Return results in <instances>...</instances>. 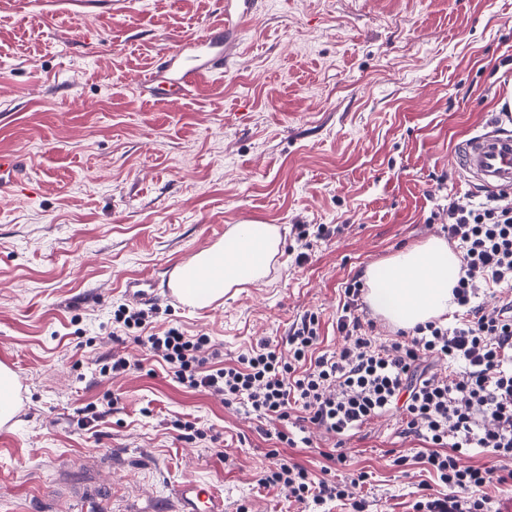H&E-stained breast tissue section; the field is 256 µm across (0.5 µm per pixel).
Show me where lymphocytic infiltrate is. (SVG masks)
Segmentation results:
<instances>
[{
    "label": "lymphocytic infiltrate",
    "instance_id": "1",
    "mask_svg": "<svg viewBox=\"0 0 512 512\" xmlns=\"http://www.w3.org/2000/svg\"><path fill=\"white\" fill-rule=\"evenodd\" d=\"M442 230L463 259L453 290L454 321L431 320L386 343L373 336L375 324L365 316L363 283L356 276L345 284L337 319L346 343L332 353L319 348L314 314L293 327L287 353L260 342L230 363L209 337H187L175 327L149 331L146 311L121 306L112 321L184 388L218 393L225 406L291 423L292 431L277 434L289 446L309 444V437L293 434L304 424L344 438L401 408L402 432L424 444L417 457L439 487L420 495L413 512H490L484 488L512 482V300L489 307L483 298L494 289L512 288V205L495 199L449 202ZM427 354L446 360L447 371L423 365ZM475 453L511 467L498 475L483 465H459V456ZM321 456V478L280 454L259 485L307 508L334 502L365 512L357 490L369 481V472L356 470L340 480L336 468L345 461L343 452L331 448Z\"/></svg>",
    "mask_w": 512,
    "mask_h": 512
}]
</instances>
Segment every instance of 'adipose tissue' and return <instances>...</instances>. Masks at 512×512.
<instances>
[{"instance_id": "obj_1", "label": "adipose tissue", "mask_w": 512, "mask_h": 512, "mask_svg": "<svg viewBox=\"0 0 512 512\" xmlns=\"http://www.w3.org/2000/svg\"><path fill=\"white\" fill-rule=\"evenodd\" d=\"M280 234L268 224H243L223 243L187 264L192 305L205 308L230 289L265 277L279 252ZM462 256L433 238L371 265L366 273L371 309L391 324L410 329L455 311L452 290L462 274Z\"/></svg>"}]
</instances>
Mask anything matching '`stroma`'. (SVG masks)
I'll return each instance as SVG.
<instances>
[{
    "label": "stroma",
    "mask_w": 512,
    "mask_h": 512,
    "mask_svg": "<svg viewBox=\"0 0 512 512\" xmlns=\"http://www.w3.org/2000/svg\"><path fill=\"white\" fill-rule=\"evenodd\" d=\"M214 13L213 0H0V152L27 162L0 197V363L18 381L0 512H177L191 480L224 512H297L258 485L282 423L173 381L113 336V309H154L156 330L208 336L228 360L284 346L314 313L339 349L345 282L442 236L449 201L473 197L454 145L512 126V0H264L227 73L177 101L139 95ZM240 224L279 228L261 281L207 309L164 295L170 272ZM115 358L129 371L104 373ZM191 419L204 436L182 437ZM307 434L288 457L316 475L341 446L372 474L366 512H412L433 481L399 413L341 444Z\"/></svg>",
    "instance_id": "35a3bbf8"
}]
</instances>
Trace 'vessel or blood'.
I'll use <instances>...</instances> for the list:
<instances>
[{
  "mask_svg": "<svg viewBox=\"0 0 512 512\" xmlns=\"http://www.w3.org/2000/svg\"><path fill=\"white\" fill-rule=\"evenodd\" d=\"M261 0H224V11L205 35L185 38L170 47L137 82L139 91L154 89L166 77L172 98L187 96L205 79L224 72V37L240 34ZM456 171L491 198L512 196V131L500 125L473 133L453 149ZM19 157L0 153V195L18 181ZM180 512H224V499L212 487L190 481L179 489Z\"/></svg>",
  "mask_w": 512,
  "mask_h": 512,
  "instance_id": "vessel-or-blood-1",
  "label": "vessel or blood"
}]
</instances>
